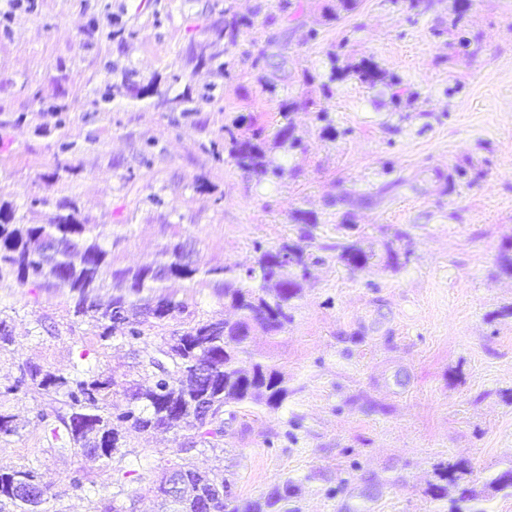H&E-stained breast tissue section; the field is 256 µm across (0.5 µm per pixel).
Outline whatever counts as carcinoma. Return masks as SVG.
<instances>
[{"mask_svg":"<svg viewBox=\"0 0 512 512\" xmlns=\"http://www.w3.org/2000/svg\"><path fill=\"white\" fill-rule=\"evenodd\" d=\"M214 0L211 11L219 18L204 32V37L188 46L187 56L194 68L216 67L226 75L224 55L238 46L242 27L254 22L243 20L232 7ZM359 0H334L326 7V21L335 23L341 15L354 11ZM298 6L292 0H278L276 9L265 14L262 27H272L285 16H293ZM136 31L119 28L106 33V39L123 51ZM121 72V86L133 99L151 100V106L169 114L192 115L196 100L215 98V85L195 90L186 84L181 92L170 94L155 76L146 83L131 80L133 71ZM354 77L375 88L384 72L372 61L362 59L345 67H332L330 81ZM295 103L281 105L280 124L272 136L256 130L239 137L235 129L244 119L223 125L201 150L216 162L224 156L259 180L283 176L275 153L296 149L301 139L295 135L291 112ZM74 143L62 141L50 172L40 175L44 188L27 195L25 206L50 210L45 224H24L17 207L0 200V285L16 282L38 289H55L70 296L72 316L88 324L99 355L105 357L118 341L135 348L138 379L125 373L94 372L74 363L67 372L30 360L17 363V376L6 388L18 394L33 386L42 391L43 401L32 409V417L22 423L18 416L0 410V439L22 435L27 427L38 430L40 439L51 448H76L81 453L106 462L112 471L116 495L125 486H149L162 499L164 512H283L296 494V485L286 480L270 491L263 502H242L224 494L231 486L220 470L200 471L189 463L172 468L180 474L181 486L169 496L163 488L169 470L156 476L150 471L128 470L114 465L123 459L127 447L118 430L145 431L162 428L178 437L179 451L222 448L227 425L244 408L277 407L288 397V386L277 364L253 359L249 368L241 367L242 357L250 354L252 333L276 336L293 321L295 301L303 292L302 281L309 266L323 261L319 254L290 242L267 247L253 242L259 252L255 265L241 273L231 266L200 268L194 261H183L184 244L190 239L166 224L164 242L154 257L138 266L119 263L121 246L129 239V224H97L82 212L74 197L58 198L54 187L68 181L74 167L67 155ZM328 249L351 269H360L374 258L353 243L338 241ZM259 280L265 288L257 293L246 283ZM184 282L191 288H210L239 311L235 321L217 319L197 302L180 298L170 285ZM119 309L125 317L114 322ZM512 464L486 478L484 487L512 496V484L502 482ZM472 467L465 462L440 464L435 481L424 494L434 501L448 497V486L457 489L449 512H486L479 506L480 495L470 486ZM47 488L32 466L0 467V505L9 503L14 512H47Z\"/></svg>","mask_w":512,"mask_h":512,"instance_id":"cac0c4a2","label":"carcinoma"}]
</instances>
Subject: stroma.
Listing matches in <instances>:
<instances>
[{"mask_svg": "<svg viewBox=\"0 0 512 512\" xmlns=\"http://www.w3.org/2000/svg\"><path fill=\"white\" fill-rule=\"evenodd\" d=\"M210 2L34 0L29 10L0 0V15L10 16L0 28V107L28 114L63 103L68 112L65 127L45 134L28 121L0 132V198L19 205L39 191L37 175L64 138L77 144L70 159L78 175L59 193L77 197L100 224L122 209L132 226L122 264L150 261L162 225L178 223L197 240L201 266L243 271L256 261L254 241L296 239L298 210L315 217L317 243L346 239L374 257L353 272L329 249L309 269L293 322L276 337L254 336L251 351L274 357L286 378L279 408L238 415L216 452L183 455L173 433H129L124 465L157 474L183 458L202 470L218 465L250 501L290 480L296 512H438L423 494L435 465L465 460L485 512H512V496L484 487L512 463V272L504 268L512 243V0H469L462 16L454 0H435L418 16L407 0H360L330 26L322 14L332 0H299L293 18L241 38L221 79L186 57L214 18ZM157 10L168 15L159 27L151 23ZM95 20L138 34L120 53L92 29ZM452 36L480 37L481 53L449 54ZM261 49L264 70L286 66L287 89L261 85L264 70L252 67ZM333 55L342 65L376 62L400 81V102L382 85L328 82ZM115 64L141 82L174 73L198 87L214 82L218 96L177 123L122 90L97 102ZM307 97L320 110L294 111L303 146L279 152L281 178L257 180L199 148L236 118H248L240 130L247 136L271 125L282 102ZM148 139L160 153L145 170L136 155ZM131 169L129 190L121 178ZM198 177L211 193L192 189ZM153 192L168 207L143 205ZM390 248L402 255L398 267L386 264ZM72 306L61 293L0 288L14 338L0 356L1 390L22 360L68 370L87 340ZM19 464L33 465L49 487L48 512H89L88 494L69 487L76 470L112 494L101 461L48 447L30 427L0 440V466Z\"/></svg>", "mask_w": 512, "mask_h": 512, "instance_id": "obj_1", "label": "stroma"}]
</instances>
